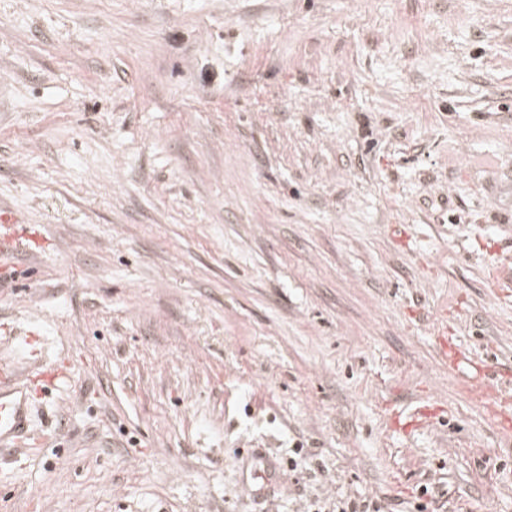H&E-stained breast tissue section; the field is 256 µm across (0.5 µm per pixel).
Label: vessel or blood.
Returning a JSON list of instances; mask_svg holds the SVG:
<instances>
[{
  "mask_svg": "<svg viewBox=\"0 0 512 512\" xmlns=\"http://www.w3.org/2000/svg\"><path fill=\"white\" fill-rule=\"evenodd\" d=\"M25 231L21 222L8 212H0V255L16 250ZM438 353L449 367L473 369L477 379L488 375L487 367L474 363L473 359L449 337H439ZM68 369L56 366L39 372L37 378L43 383L61 382L68 378ZM34 378V379H37ZM9 358L0 357V447L15 448L26 437L30 410L31 389L34 381Z\"/></svg>",
  "mask_w": 512,
  "mask_h": 512,
  "instance_id": "b4317fda",
  "label": "vessel or blood"
}]
</instances>
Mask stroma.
<instances>
[{
    "instance_id": "stroma-1",
    "label": "stroma",
    "mask_w": 512,
    "mask_h": 512,
    "mask_svg": "<svg viewBox=\"0 0 512 512\" xmlns=\"http://www.w3.org/2000/svg\"><path fill=\"white\" fill-rule=\"evenodd\" d=\"M0 205V512H512V0H0ZM0 223L3 225V232L0 225V256L7 251H15L19 245L20 238L25 237V230L20 227V220L11 213H2L0 209ZM437 349L442 360L448 362V367L471 368L475 371L474 377L478 380H482L487 377L489 370L488 367L475 364L466 351L456 346L448 336L439 337ZM69 371L54 366L48 371H41L30 378L17 363L0 357V447L17 448L28 438L27 427L30 410L32 384L37 382L51 384L65 381Z\"/></svg>"
}]
</instances>
